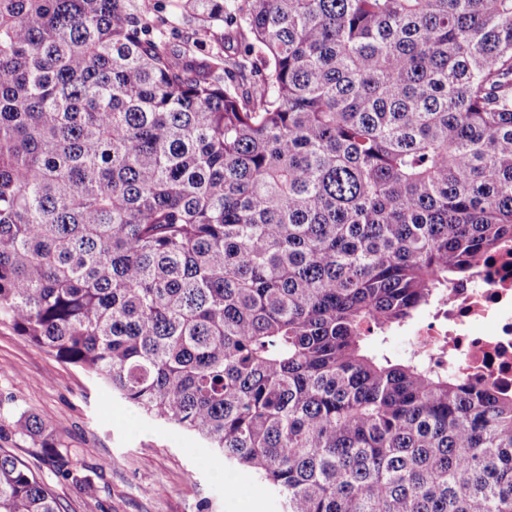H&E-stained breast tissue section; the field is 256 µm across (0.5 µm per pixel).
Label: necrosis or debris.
<instances>
[{"label": "necrosis or debris", "instance_id": "1", "mask_svg": "<svg viewBox=\"0 0 512 512\" xmlns=\"http://www.w3.org/2000/svg\"><path fill=\"white\" fill-rule=\"evenodd\" d=\"M412 347L463 373L473 384L494 380L512 390V251L481 261L474 279L438 299Z\"/></svg>", "mask_w": 512, "mask_h": 512}]
</instances>
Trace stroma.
<instances>
[{
    "instance_id": "35a3bbf8",
    "label": "stroma",
    "mask_w": 512,
    "mask_h": 512,
    "mask_svg": "<svg viewBox=\"0 0 512 512\" xmlns=\"http://www.w3.org/2000/svg\"><path fill=\"white\" fill-rule=\"evenodd\" d=\"M169 36L198 56L234 54L240 37L221 26L202 31L173 0H153ZM39 415L72 462L93 464L95 490L78 493L29 438L0 439L54 489L62 512H284L282 498L260 488L246 468L225 461L196 436L148 418L82 368L58 360L0 323V416Z\"/></svg>"
}]
</instances>
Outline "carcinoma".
Here are the masks:
<instances>
[{"label": "carcinoma", "instance_id": "cac0c4a2", "mask_svg": "<svg viewBox=\"0 0 512 512\" xmlns=\"http://www.w3.org/2000/svg\"><path fill=\"white\" fill-rule=\"evenodd\" d=\"M182 7L243 52L146 0H0V322L286 512H512V394L382 350L512 247V0ZM0 512L61 510L0 451ZM173 2L172 0H153L152 3L155 17L167 22V32L177 44L189 45L201 57L208 53L224 54V49L227 54L233 55L239 50L241 39L234 31L222 26H214L206 33L201 30L199 22L192 15L181 14L172 5Z\"/></svg>", "mask_w": 512, "mask_h": 512}]
</instances>
